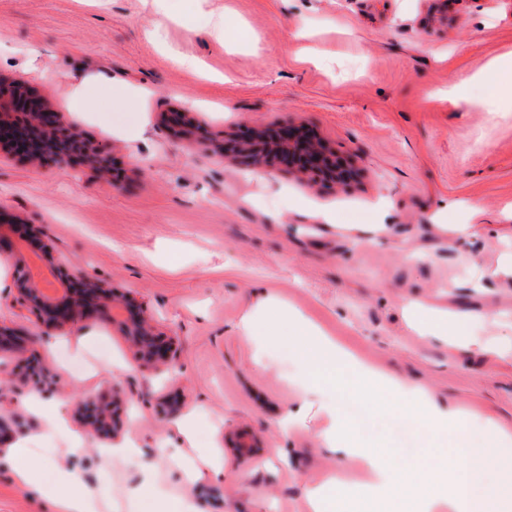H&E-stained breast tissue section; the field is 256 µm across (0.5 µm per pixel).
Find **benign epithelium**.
Returning a JSON list of instances; mask_svg holds the SVG:
<instances>
[{
	"label": "benign epithelium",
	"instance_id": "7a95c632",
	"mask_svg": "<svg viewBox=\"0 0 512 512\" xmlns=\"http://www.w3.org/2000/svg\"><path fill=\"white\" fill-rule=\"evenodd\" d=\"M173 135L188 140L196 126L185 113L169 118ZM304 127L293 122L276 130L263 131L244 127L237 134L235 154L253 165L273 166L286 160L313 184L324 188L348 185L350 169L347 159L339 156L311 136L303 135ZM0 148H6L29 164H42L43 157L58 165L88 163L120 187L121 173L111 164L105 147L87 143L58 112L52 111L45 99L32 87L0 75ZM8 220L0 210V255L12 261L13 289L16 302L35 316V325L45 332L73 324L84 317L102 315L110 306L119 305L124 311L118 322L122 335L132 344L133 356L141 372L159 375L178 364L177 349L160 336L143 310L130 298L116 293L106 281L84 276L82 272L64 267L56 269L57 282L63 288L60 295L47 291L43 280L29 270L19 244L4 233ZM6 350L27 362L30 349L19 343L14 334L0 327V352ZM84 404L95 406V416L88 419L91 430L102 437H117L123 427V392L112 387L107 400L95 394L85 397ZM228 447L240 458H249L257 448L254 436L245 432L231 433Z\"/></svg>",
	"mask_w": 512,
	"mask_h": 512
}]
</instances>
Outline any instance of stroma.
Returning a JSON list of instances; mask_svg holds the SVG:
<instances>
[{"label": "stroma", "mask_w": 512, "mask_h": 512, "mask_svg": "<svg viewBox=\"0 0 512 512\" xmlns=\"http://www.w3.org/2000/svg\"><path fill=\"white\" fill-rule=\"evenodd\" d=\"M177 0H0V74L44 92L67 123L110 147L124 184L90 166H33L0 150V205L36 225L54 263L132 293L157 331L177 339L173 376L147 378L118 327L92 317L34 344L57 391L63 431L33 404L20 374L0 373V418L28 413L26 442L75 473L97 512H144L127 491L152 474L157 495L193 512H309L307 490L333 475L366 484L360 458L324 444L329 410L354 444L398 463L450 448L388 405L367 409L342 374L306 378L289 324L246 336L265 302L303 315L363 362L462 409L475 436L491 418L512 431V103L480 81L512 54V0H202L195 31L171 18ZM228 17L232 38L212 22ZM197 58L201 71L181 67ZM140 88L137 108L100 94L69 98L90 77ZM186 112L205 138L175 140L164 116ZM296 121L348 158L346 190H323L287 166L267 171L219 153L242 126ZM142 136H132L136 127ZM336 218L326 222L324 211ZM0 259V324L35 332ZM447 312L476 346L420 336L406 307ZM123 387L132 415L120 439L135 460L103 456L77 412L89 392ZM177 396L180 412L157 416ZM306 406L300 427L285 414ZM253 433L239 459L225 434ZM204 448L220 477L188 479ZM0 512H57L0 467Z\"/></svg>", "instance_id": "35a3bbf8"}]
</instances>
